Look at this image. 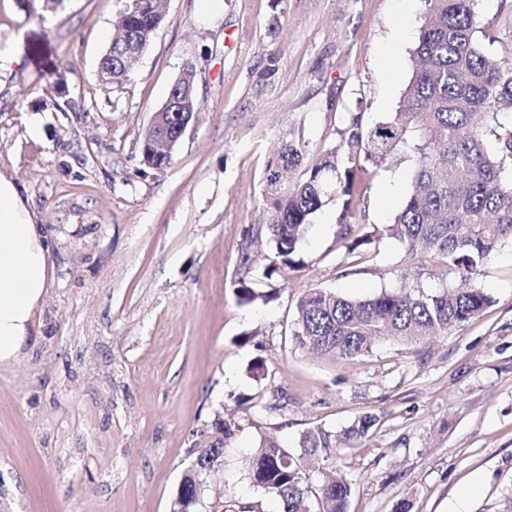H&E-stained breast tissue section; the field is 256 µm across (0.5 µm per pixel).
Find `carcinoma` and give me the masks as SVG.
<instances>
[{"label": "carcinoma", "instance_id": "obj_1", "mask_svg": "<svg viewBox=\"0 0 512 512\" xmlns=\"http://www.w3.org/2000/svg\"><path fill=\"white\" fill-rule=\"evenodd\" d=\"M477 2L422 0L424 19L411 77L392 118L366 131L353 119L349 136L313 159L293 141L271 158L263 199L269 242L282 264H294L308 224L334 200H343L341 236L351 233L358 207L356 177L405 145L410 132L418 138L408 196L392 223L353 239L349 253L389 236L402 244L408 258L428 260L442 278L454 275L469 282L504 241H512V180L505 179V172H512V120H500L512 115V60L489 56L478 46ZM164 17L160 0H125L114 21L120 35L100 62L112 69L115 83L128 77L131 49L148 43ZM478 113L487 115L490 126L475 122ZM489 134L496 142L493 149L487 145ZM296 168L303 173L284 181V173ZM491 305V296L478 288L427 293L404 282L365 298L309 288L297 301L294 336L320 355L349 361L372 352L385 338L417 343L446 334ZM377 423L367 413L339 433L312 427L301 435L298 455L265 438L245 463L246 478L277 501L278 512H347L352 491L347 476L338 472L314 492L304 482L301 460H325L366 437ZM234 428L231 420L220 421L224 440L200 452L194 466L215 469Z\"/></svg>", "mask_w": 512, "mask_h": 512}]
</instances>
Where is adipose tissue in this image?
<instances>
[{
	"instance_id": "adipose-tissue-1",
	"label": "adipose tissue",
	"mask_w": 512,
	"mask_h": 512,
	"mask_svg": "<svg viewBox=\"0 0 512 512\" xmlns=\"http://www.w3.org/2000/svg\"><path fill=\"white\" fill-rule=\"evenodd\" d=\"M52 275L43 235L16 186L0 177V364L19 357Z\"/></svg>"
}]
</instances>
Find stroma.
I'll use <instances>...</instances> for the list:
<instances>
[{
	"mask_svg": "<svg viewBox=\"0 0 512 512\" xmlns=\"http://www.w3.org/2000/svg\"><path fill=\"white\" fill-rule=\"evenodd\" d=\"M121 0H0V176L47 232L53 276L36 330L0 365V512H174L199 451L234 436L203 474L198 512H274L243 473L266 437L296 451L314 426L372 432L305 468L352 481L349 512H512V242L471 287L493 304L418 343L381 341L352 361L294 335L307 288L353 297L430 276L383 239L349 255L341 202L318 211L272 277L262 201L282 142L309 155L387 121L412 73L421 0H168L121 86L99 78ZM480 48L512 52V0H480ZM193 66L199 110L169 168L141 162L139 133ZM65 81L57 88L51 71ZM412 145L354 187L352 235L391 223L410 191ZM245 279L257 293L238 303ZM262 360L261 376L248 366ZM474 487L466 501L460 491Z\"/></svg>",
	"mask_w": 512,
	"mask_h": 512,
	"instance_id": "obj_1",
	"label": "stroma"
}]
</instances>
